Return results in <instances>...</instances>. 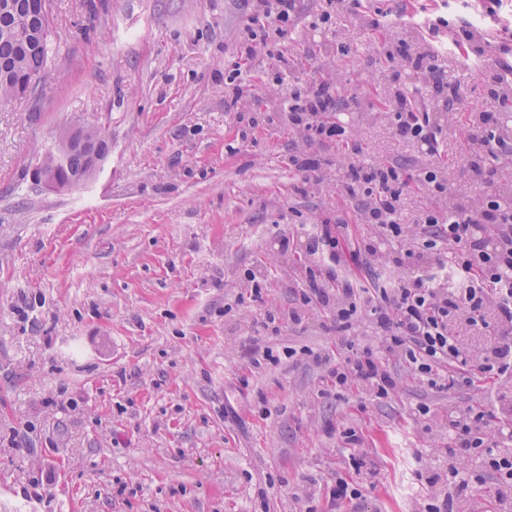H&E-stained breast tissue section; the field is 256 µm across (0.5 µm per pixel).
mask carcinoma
Listing matches in <instances>:
<instances>
[{
    "label": "carcinoma",
    "instance_id": "obj_1",
    "mask_svg": "<svg viewBox=\"0 0 512 512\" xmlns=\"http://www.w3.org/2000/svg\"><path fill=\"white\" fill-rule=\"evenodd\" d=\"M29 0H0V104L16 97L14 82L17 74L37 75L45 71L50 60L49 19L50 11L32 15ZM34 21L44 31V37L25 42L9 30L22 21ZM88 160L82 151L71 153L59 172L63 188L77 187Z\"/></svg>",
    "mask_w": 512,
    "mask_h": 512
}]
</instances>
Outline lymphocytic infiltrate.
I'll use <instances>...</instances> for the list:
<instances>
[{
  "label": "lymphocytic infiltrate",
  "mask_w": 512,
  "mask_h": 512,
  "mask_svg": "<svg viewBox=\"0 0 512 512\" xmlns=\"http://www.w3.org/2000/svg\"><path fill=\"white\" fill-rule=\"evenodd\" d=\"M249 17L251 31L240 45V55L254 59L256 32L276 25L287 32L296 12V0H252ZM399 57L410 62L418 83L429 97L452 106L461 98L459 88L449 87L442 70L430 52L410 54L400 47ZM281 109L288 122L311 140L340 139L347 133L343 117L329 119L336 100L322 83H292L281 98ZM393 123L399 136L419 146L426 155L436 156L439 135L445 123L441 113L422 109L413 92L398 93L390 104ZM496 111L479 113L472 125L471 140L477 146L472 169L483 179H493L501 157L512 154V139L501 136ZM402 183L391 166L353 164L349 167L346 188L365 197L364 223L375 225L381 238L397 242L389 263L397 276L387 285L369 290L340 280L335 293H328L317 279H310L309 292L325 303L335 300L334 320L348 327L356 318L370 319L383 335L381 345H363L354 356L337 362L332 383L337 388L364 385L382 398L395 386L386 369L389 360L406 364L421 383L442 388L449 363L475 365L485 377L512 378V205L500 193L482 194L476 207L430 210L421 214V237L404 246V227L397 222ZM447 251L448 259L426 265L430 254ZM463 324L474 330L494 325L502 341L489 351L475 354L463 347L454 329ZM483 411L473 408L448 414V437L452 447L472 453L479 475H465L456 467L446 474H432L427 484L445 481L452 493L430 496L422 512H455L459 501L474 504L481 500V487L493 484L498 505L512 500V449L500 447L488 436Z\"/></svg>",
  "instance_id": "f902f5d3"
}]
</instances>
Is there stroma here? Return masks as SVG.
<instances>
[{
    "label": "stroma",
    "instance_id": "35a3bbf8",
    "mask_svg": "<svg viewBox=\"0 0 512 512\" xmlns=\"http://www.w3.org/2000/svg\"><path fill=\"white\" fill-rule=\"evenodd\" d=\"M325 9L328 30L310 31ZM249 16L248 0H52L41 85L0 106V512H417L428 474L477 468L449 454L446 413L483 409L512 448V382L477 373L436 390L392 360L387 397L332 388L328 360L381 338L365 319L336 332L331 306L303 300L331 268L306 251L313 225H345L353 245L377 233L343 188L349 162L399 169L410 235L440 203L395 131L388 104L410 70L389 52L431 49L461 113L485 111L484 70L512 64V0L492 16L483 0H298L287 36L267 30L245 61ZM439 17L475 20V63L449 53L447 28L430 31ZM278 71L328 84L354 116L344 140L289 129ZM242 111L265 117L245 141ZM456 116L437 155L449 198L512 189V159L494 184L476 180ZM76 123L105 127L109 155L78 190L41 189L32 168ZM292 156L317 159L316 177L303 182ZM352 428L361 447L345 442ZM340 476L364 495L336 508Z\"/></svg>",
    "mask_w": 512,
    "mask_h": 512
}]
</instances>
